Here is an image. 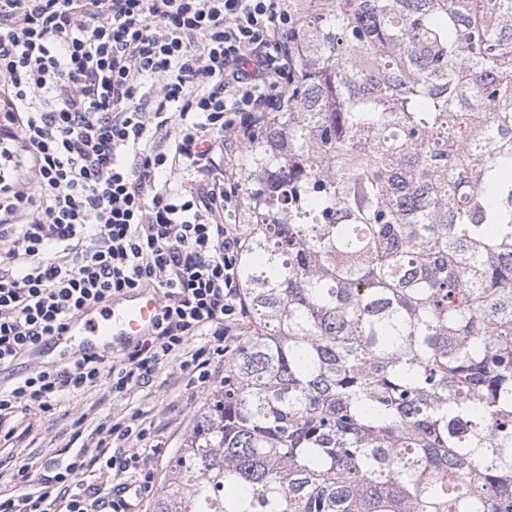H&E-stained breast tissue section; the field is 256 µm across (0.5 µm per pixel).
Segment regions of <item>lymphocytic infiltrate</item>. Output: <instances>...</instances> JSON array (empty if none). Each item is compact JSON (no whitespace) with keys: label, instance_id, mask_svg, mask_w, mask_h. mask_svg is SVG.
<instances>
[{"label":"lymphocytic infiltrate","instance_id":"obj_1","mask_svg":"<svg viewBox=\"0 0 512 512\" xmlns=\"http://www.w3.org/2000/svg\"><path fill=\"white\" fill-rule=\"evenodd\" d=\"M287 0H0V372L112 293L162 295L122 356L77 354L0 387V441L65 398L125 395L175 364L216 382L247 315L221 169L285 102ZM165 444L135 411L53 474L18 469L0 512H136Z\"/></svg>","mask_w":512,"mask_h":512}]
</instances>
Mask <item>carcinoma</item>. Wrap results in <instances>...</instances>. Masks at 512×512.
I'll return each mask as SVG.
<instances>
[{"mask_svg":"<svg viewBox=\"0 0 512 512\" xmlns=\"http://www.w3.org/2000/svg\"><path fill=\"white\" fill-rule=\"evenodd\" d=\"M243 338L154 512H512V0H288Z\"/></svg>","mask_w":512,"mask_h":512,"instance_id":"1","label":"carcinoma"}]
</instances>
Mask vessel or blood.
<instances>
[{
	"mask_svg": "<svg viewBox=\"0 0 512 512\" xmlns=\"http://www.w3.org/2000/svg\"><path fill=\"white\" fill-rule=\"evenodd\" d=\"M159 305V297L148 288L114 294L106 302L84 308L60 336L33 350L29 359L42 364L58 350L110 355L152 331Z\"/></svg>",
	"mask_w": 512,
	"mask_h": 512,
	"instance_id": "1",
	"label": "vessel or blood"
}]
</instances>
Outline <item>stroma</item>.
I'll return each mask as SVG.
<instances>
[{
    "mask_svg": "<svg viewBox=\"0 0 512 512\" xmlns=\"http://www.w3.org/2000/svg\"><path fill=\"white\" fill-rule=\"evenodd\" d=\"M205 398V393L188 388L186 376L171 364L162 366L152 383L130 395L106 398L96 390L69 398L62 405L64 414L58 421L38 419L39 435L16 443L9 466L15 469L26 463L37 467L49 463L56 451L68 442L74 422L89 408L94 409L100 419L108 415H127L139 409L149 411L155 421L164 425L170 449H177L192 429Z\"/></svg>",
    "mask_w": 512,
    "mask_h": 512,
    "instance_id": "obj_1",
    "label": "stroma"
}]
</instances>
